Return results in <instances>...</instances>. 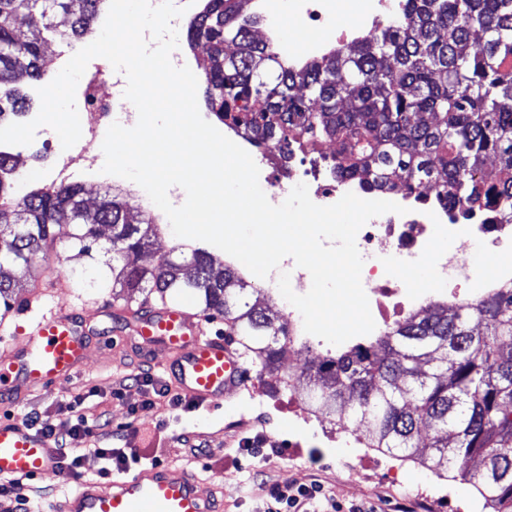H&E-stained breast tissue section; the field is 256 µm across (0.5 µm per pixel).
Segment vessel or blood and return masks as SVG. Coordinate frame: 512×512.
Returning <instances> with one entry per match:
<instances>
[{"label": "vessel or blood", "mask_w": 512, "mask_h": 512, "mask_svg": "<svg viewBox=\"0 0 512 512\" xmlns=\"http://www.w3.org/2000/svg\"><path fill=\"white\" fill-rule=\"evenodd\" d=\"M193 300L121 309L128 344L163 353L164 371L197 402L214 406L243 388L247 370L232 342L212 337ZM76 312L37 317L23 336L0 349V401H18L20 386L46 389L79 374L88 348ZM49 440L29 426L0 420V477L25 479L53 470ZM49 512H223L224 488L202 493L198 477L170 462L144 464L107 480L82 479L50 501Z\"/></svg>", "instance_id": "obj_1"}]
</instances>
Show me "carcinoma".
<instances>
[{
    "label": "carcinoma",
    "instance_id": "obj_1",
    "mask_svg": "<svg viewBox=\"0 0 512 512\" xmlns=\"http://www.w3.org/2000/svg\"><path fill=\"white\" fill-rule=\"evenodd\" d=\"M0 0V121L20 115L23 81L44 75V46L85 34L105 0ZM400 13L370 39L308 59H282L253 36L241 0H206L191 21L190 45L209 46L206 104L259 145L288 157L306 140L336 143V176L368 191L439 183V197L469 210H512V0H401ZM498 161L493 175L485 161ZM18 155L0 152V304L34 276L56 240L60 217L76 226L78 252L92 256L99 227L112 228L103 287L127 300L190 294L224 316L230 334L267 375L273 394L293 388L283 369L291 335L281 312L234 264L201 246L193 275L163 255L140 256L163 231L117 192L81 207L78 183L20 196ZM309 414L363 432L365 444L434 473L457 472L493 512H512V287L448 308L438 301L385 335L328 353L304 367Z\"/></svg>",
    "mask_w": 512,
    "mask_h": 512
}]
</instances>
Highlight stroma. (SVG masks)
<instances>
[{
    "label": "stroma",
    "instance_id": "obj_1",
    "mask_svg": "<svg viewBox=\"0 0 512 512\" xmlns=\"http://www.w3.org/2000/svg\"><path fill=\"white\" fill-rule=\"evenodd\" d=\"M59 137L18 146L25 168L40 172V185L50 184ZM71 226L57 229L56 243L37 268L35 280L20 289L13 310L0 320V334L20 336L41 307L55 304L80 312L104 346H91L79 375L58 386L27 394L20 403L1 404L0 418L29 424L32 416L44 423L69 419L66 406L82 397L79 411L107 414L112 436H101L100 447L113 446L123 436L139 455L174 462L201 479L202 490L224 486V512H256L263 492L250 482L251 471L282 484L320 482L327 495L343 503L373 501L381 512H486L469 480L438 477L365 445L347 449L350 430L316 420L303 422L299 395L271 396L268 379L256 364H248L242 392L217 407L190 398L171 406L172 384L159 357H145L123 342L118 319L101 315L114 306L111 289L102 287L101 261L80 256L70 239ZM414 494L403 497L402 487Z\"/></svg>",
    "mask_w": 512,
    "mask_h": 512
}]
</instances>
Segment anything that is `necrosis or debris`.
Returning <instances> with one entry per match:
<instances>
[{
  "mask_svg": "<svg viewBox=\"0 0 512 512\" xmlns=\"http://www.w3.org/2000/svg\"><path fill=\"white\" fill-rule=\"evenodd\" d=\"M289 4L294 19L302 26L336 34L337 46L354 41L355 30L336 29L335 0H289ZM80 84L84 96V110L80 114L82 140L56 156L57 180L61 183L73 174L100 170L101 158L88 145L119 119L115 104L122 81L111 66L97 65L85 70ZM223 133L252 155L271 203H278L287 185L298 183L307 185L311 200L320 206L335 204L349 192L361 198L366 195L357 182L321 171V164L331 158L330 152H321L317 163L307 165L296 157H283L272 148L258 149L232 126H225ZM385 198L403 206V213L377 216L357 234L367 257L361 278L367 285L365 293L375 322V335H382L388 327L427 306L426 295L415 292L408 281L389 275V260L409 256L429 259L452 307L512 285L511 212L501 211L489 219L477 211L465 219L460 207L441 202L433 190L425 188L389 192ZM434 230L448 239L446 250L432 249L430 233ZM475 240L484 244L491 259L490 268L484 273L473 271L468 263L467 246Z\"/></svg>",
  "mask_w": 512,
  "mask_h": 512,
  "instance_id": "obj_1",
  "label": "necrosis or debris"
}]
</instances>
